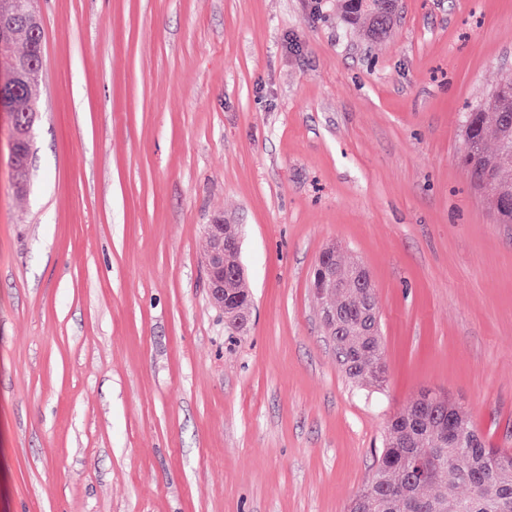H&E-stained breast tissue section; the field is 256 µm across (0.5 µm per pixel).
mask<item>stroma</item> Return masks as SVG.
I'll return each instance as SVG.
<instances>
[{
	"instance_id": "stroma-1",
	"label": "stroma",
	"mask_w": 512,
	"mask_h": 512,
	"mask_svg": "<svg viewBox=\"0 0 512 512\" xmlns=\"http://www.w3.org/2000/svg\"><path fill=\"white\" fill-rule=\"evenodd\" d=\"M32 187L0 112V512H347L420 390L512 448V224L459 164L512 80V0H36ZM240 235L254 311L209 297ZM368 269L388 378L348 380L310 286ZM340 10L351 25H362L365 33L379 37L389 30L393 18L384 0H340ZM204 232L208 241V249L203 264L211 300L224 313H241L234 323L238 327H243L252 315V300H249L247 308L241 312L240 301L242 298L230 293L229 288L243 293V282H230L226 288L228 280L245 279V269L240 261V238L231 231V224H224V218H216L211 224H205Z\"/></svg>"
}]
</instances>
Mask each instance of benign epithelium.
<instances>
[{"mask_svg": "<svg viewBox=\"0 0 512 512\" xmlns=\"http://www.w3.org/2000/svg\"><path fill=\"white\" fill-rule=\"evenodd\" d=\"M15 34V21L7 14L1 15L0 87L3 89L18 80L15 63L8 53L10 45L14 42ZM0 112H8L12 117L11 149H16L21 141L28 145L33 142L40 113L32 112L27 115L26 121L22 122L19 119L16 104L5 97L0 99ZM204 232L208 241V249L203 264L211 300L221 311L239 315L235 324L242 327L250 320L253 307L249 305L245 310H240L241 297L229 292V289L226 288V283L229 280L245 279V269L240 261V238L231 231V225L224 223L222 217L204 225ZM318 263L320 271L312 284V288L316 292L334 296L336 291L352 285V280L336 275V246L326 247L320 255ZM319 318L327 335L333 340L336 339L340 335V312L336 309V303L329 301L323 305ZM458 430L459 420L450 410L447 416L440 419L439 431L451 442L456 439Z\"/></svg>", "mask_w": 512, "mask_h": 512, "instance_id": "1", "label": "benign epithelium"}]
</instances>
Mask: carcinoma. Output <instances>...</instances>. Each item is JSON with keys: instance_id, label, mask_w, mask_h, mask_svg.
<instances>
[{"instance_id": "carcinoma-1", "label": "carcinoma", "mask_w": 512, "mask_h": 512, "mask_svg": "<svg viewBox=\"0 0 512 512\" xmlns=\"http://www.w3.org/2000/svg\"><path fill=\"white\" fill-rule=\"evenodd\" d=\"M340 10L352 25L371 37L389 30L393 18L386 0H340ZM36 35L28 20L20 19L15 56L25 64ZM465 147L459 162L473 184L493 174L484 194L499 224H512V83L495 90L483 107L465 116ZM496 136V151H485L488 131ZM349 302V322L338 337L340 362L346 376L360 386H384L388 367L381 341L370 342L357 311L359 299ZM417 401L413 400L390 420L378 455V466L350 501V509L363 504L365 512H512V452L490 447L461 407V435L453 447L434 429H413Z\"/></svg>"}]
</instances>
